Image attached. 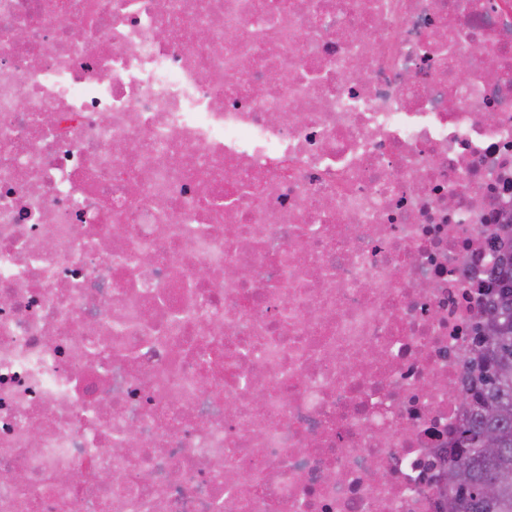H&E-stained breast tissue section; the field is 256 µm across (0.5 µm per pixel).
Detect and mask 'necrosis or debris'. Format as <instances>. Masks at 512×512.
I'll return each instance as SVG.
<instances>
[{
	"mask_svg": "<svg viewBox=\"0 0 512 512\" xmlns=\"http://www.w3.org/2000/svg\"><path fill=\"white\" fill-rule=\"evenodd\" d=\"M508 214L512 0H0V512H441Z\"/></svg>",
	"mask_w": 512,
	"mask_h": 512,
	"instance_id": "1",
	"label": "necrosis or debris"
}]
</instances>
